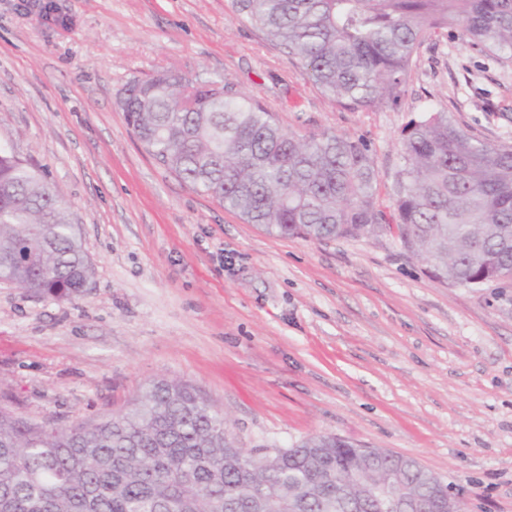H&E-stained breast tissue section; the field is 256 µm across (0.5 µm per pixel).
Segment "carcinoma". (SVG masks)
I'll return each mask as SVG.
<instances>
[{
    "mask_svg": "<svg viewBox=\"0 0 512 512\" xmlns=\"http://www.w3.org/2000/svg\"><path fill=\"white\" fill-rule=\"evenodd\" d=\"M325 94L351 110L394 103L431 33L461 26L470 46L512 58V0H238ZM123 111L145 150L194 190L279 236L358 238L387 231L435 276L477 286L512 275V146L427 111L404 129L394 220L376 202L368 145L285 131L222 81L159 73L126 88ZM92 277L54 188L0 147V280L70 299ZM370 457L317 435L279 454L235 445L224 415L192 385L159 380L116 416L61 427L0 405L5 512H383L366 488L397 471L409 492L448 485L409 458Z\"/></svg>",
    "mask_w": 512,
    "mask_h": 512,
    "instance_id": "obj_1",
    "label": "carcinoma"
}]
</instances>
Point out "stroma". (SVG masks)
<instances>
[{"label": "stroma", "mask_w": 512, "mask_h": 512, "mask_svg": "<svg viewBox=\"0 0 512 512\" xmlns=\"http://www.w3.org/2000/svg\"><path fill=\"white\" fill-rule=\"evenodd\" d=\"M161 70L254 94L284 130L363 139L387 213L424 111L512 145V60L459 33L424 41L397 102L353 112L236 0H0V146L55 186L94 269L67 301L0 281V404L72 426L183 380L239 447L336 435L415 459L464 512H512V286L436 279L389 233L245 223L128 125L124 88Z\"/></svg>", "instance_id": "stroma-1"}]
</instances>
